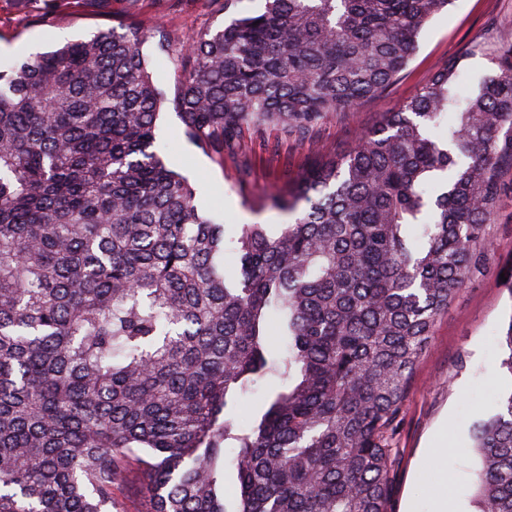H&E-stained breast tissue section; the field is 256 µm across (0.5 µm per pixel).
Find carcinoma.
I'll return each mask as SVG.
<instances>
[{
  "label": "carcinoma",
  "mask_w": 512,
  "mask_h": 512,
  "mask_svg": "<svg viewBox=\"0 0 512 512\" xmlns=\"http://www.w3.org/2000/svg\"><path fill=\"white\" fill-rule=\"evenodd\" d=\"M137 2L43 0L39 22L111 25L0 71V512H117L136 474L145 512H386L416 363L493 250L512 49L463 102L446 60L349 154L272 196L294 222L229 237L158 148ZM451 2L265 0L153 38L187 136L222 157L246 127L302 135L386 98ZM499 346L512 379V315ZM470 438L473 512H512V388Z\"/></svg>",
  "instance_id": "carcinoma-1"
}]
</instances>
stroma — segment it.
I'll return each mask as SVG.
<instances>
[{"instance_id": "35a3bbf8", "label": "stroma", "mask_w": 512, "mask_h": 512, "mask_svg": "<svg viewBox=\"0 0 512 512\" xmlns=\"http://www.w3.org/2000/svg\"><path fill=\"white\" fill-rule=\"evenodd\" d=\"M231 16L212 0H193L181 11L163 0H144L139 18L145 30L163 27L186 37L229 23ZM99 25L98 19L76 16L33 26L0 0V70L67 42L89 39ZM511 47L512 0H453L422 30L414 54L384 100L363 101L352 112L326 113L302 136L278 127L245 130L239 150L221 158L187 138L173 105V65L158 56L153 39H145L142 51L167 98L157 120L164 159L195 186L200 208L228 224H287L292 215L271 208L270 196L293 185L316 156L353 150L381 113L413 96L448 59L461 58L468 88L477 90L494 70L495 57ZM486 233L494 249L485 270L450 300L409 383L392 440L388 512H434L442 494L450 512H468L476 480L469 428L508 386L499 369L497 339L512 314V292L504 284L512 279V189L501 198Z\"/></svg>"}]
</instances>
